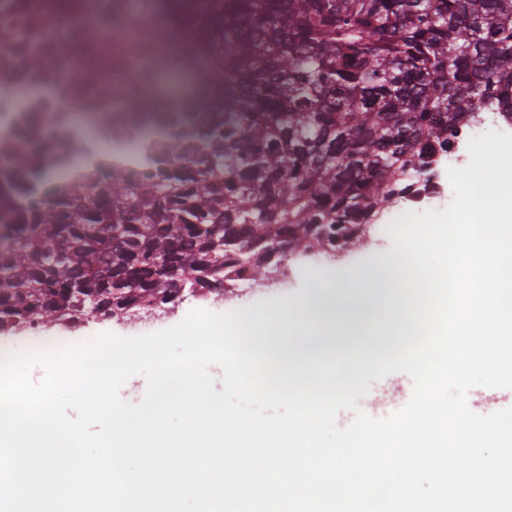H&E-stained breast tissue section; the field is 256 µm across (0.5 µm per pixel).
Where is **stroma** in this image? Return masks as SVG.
<instances>
[{"mask_svg":"<svg viewBox=\"0 0 512 512\" xmlns=\"http://www.w3.org/2000/svg\"><path fill=\"white\" fill-rule=\"evenodd\" d=\"M454 198L447 169H440L436 187L429 195L417 201L396 203L380 215L381 224L388 225L408 213L427 210H442ZM396 254L389 234L366 235L361 242L336 257L322 255L284 261L278 270L269 276L254 281H245L225 291L224 295L205 294L184 299L160 309L151 315L127 316L106 321L89 319L73 326L51 321L42 322L34 329H15L5 332L10 340L11 351L23 349H45L58 342H74L91 339L103 334L122 337L141 336L171 328L181 322L192 310L202 309L214 313L242 310L251 336L271 331L287 304L307 297L313 283L323 275L349 271L356 272L367 264L378 262L389 264ZM367 396L358 398V405L367 401L384 398V405L378 409L379 417H387L401 409L412 394V380L404 373H394L383 379H369Z\"/></svg>","mask_w":512,"mask_h":512,"instance_id":"obj_1","label":"stroma"}]
</instances>
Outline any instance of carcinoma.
Wrapping results in <instances>:
<instances>
[{"label":"carcinoma","instance_id":"obj_1","mask_svg":"<svg viewBox=\"0 0 512 512\" xmlns=\"http://www.w3.org/2000/svg\"><path fill=\"white\" fill-rule=\"evenodd\" d=\"M109 2L71 54L112 27ZM210 2L188 32L220 112L146 150L142 184L94 158L59 182L0 139V330L220 295L277 266L273 244L347 247L426 188L458 124L491 103L512 122V0Z\"/></svg>","mask_w":512,"mask_h":512}]
</instances>
